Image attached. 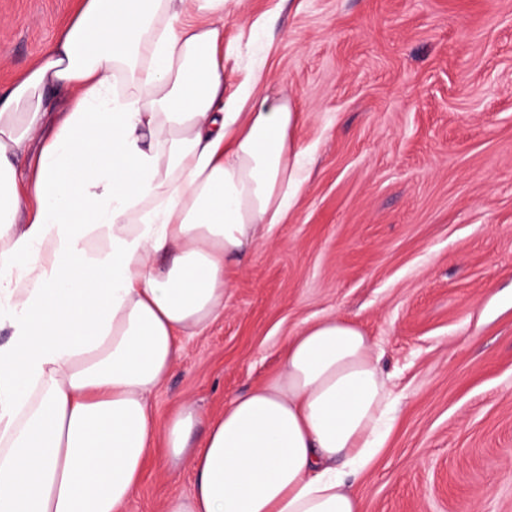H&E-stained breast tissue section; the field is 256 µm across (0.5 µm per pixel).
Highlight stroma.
<instances>
[{
  "label": "stroma",
  "instance_id": "obj_1",
  "mask_svg": "<svg viewBox=\"0 0 512 512\" xmlns=\"http://www.w3.org/2000/svg\"><path fill=\"white\" fill-rule=\"evenodd\" d=\"M76 6L0 0L1 87ZM255 60L300 107L310 175L223 316L183 338L157 423L185 403L217 416L307 323L344 318L400 394L350 480L362 512H512V0H236L226 92ZM192 488L155 449L126 512Z\"/></svg>",
  "mask_w": 512,
  "mask_h": 512
}]
</instances>
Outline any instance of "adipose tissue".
Here are the masks:
<instances>
[{"label":"adipose tissue","instance_id":"1","mask_svg":"<svg viewBox=\"0 0 512 512\" xmlns=\"http://www.w3.org/2000/svg\"><path fill=\"white\" fill-rule=\"evenodd\" d=\"M231 2L80 0L0 88V512H125L159 443L194 477L161 512H362L396 396L353 323L308 324L208 423L153 419L307 179L294 105L257 69L224 92Z\"/></svg>","mask_w":512,"mask_h":512}]
</instances>
